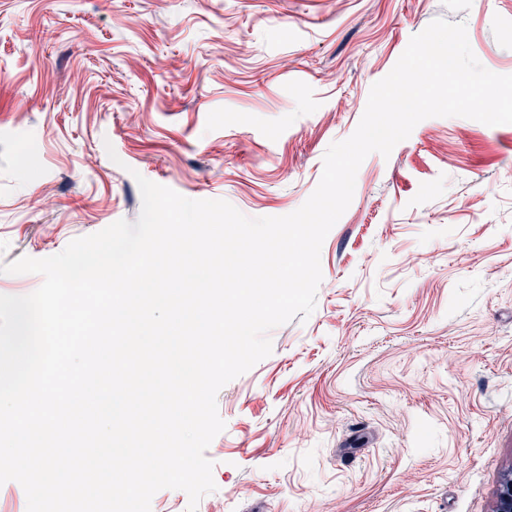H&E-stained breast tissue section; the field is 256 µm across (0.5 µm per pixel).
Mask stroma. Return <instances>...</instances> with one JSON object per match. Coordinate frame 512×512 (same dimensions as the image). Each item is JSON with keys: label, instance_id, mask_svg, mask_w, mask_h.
Listing matches in <instances>:
<instances>
[{"label": "stroma", "instance_id": "1", "mask_svg": "<svg viewBox=\"0 0 512 512\" xmlns=\"http://www.w3.org/2000/svg\"><path fill=\"white\" fill-rule=\"evenodd\" d=\"M512 74V0H0V267L136 221L144 176L245 216L315 190L433 20ZM308 319L224 385L197 512H491L512 466V124L369 154Z\"/></svg>", "mask_w": 512, "mask_h": 512}]
</instances>
